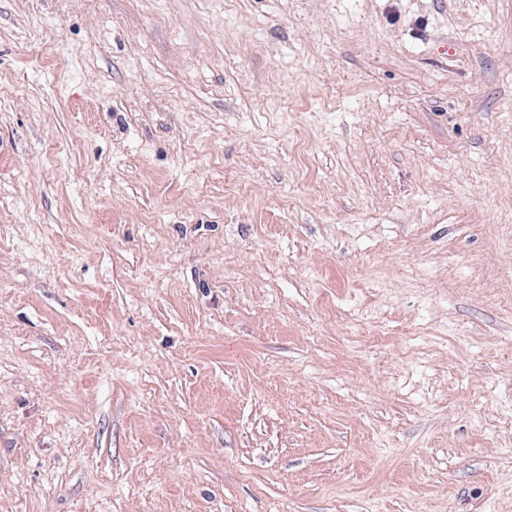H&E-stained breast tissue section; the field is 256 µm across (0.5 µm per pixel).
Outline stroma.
<instances>
[{"label":"stroma","instance_id":"35a3bbf8","mask_svg":"<svg viewBox=\"0 0 512 512\" xmlns=\"http://www.w3.org/2000/svg\"><path fill=\"white\" fill-rule=\"evenodd\" d=\"M0 512H512V0H0Z\"/></svg>","mask_w":512,"mask_h":512}]
</instances>
